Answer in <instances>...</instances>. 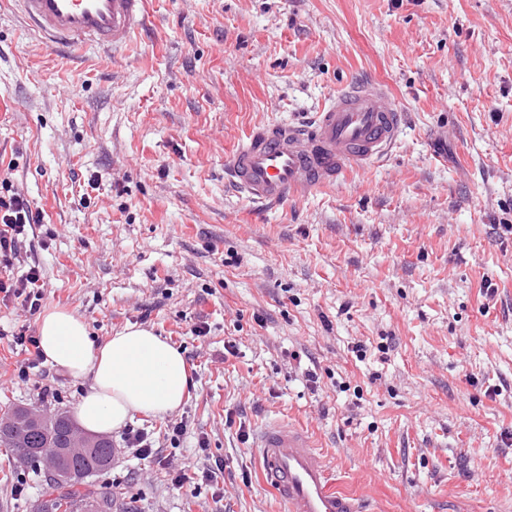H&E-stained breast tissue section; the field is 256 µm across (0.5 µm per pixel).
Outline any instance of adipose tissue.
<instances>
[{"mask_svg": "<svg viewBox=\"0 0 512 512\" xmlns=\"http://www.w3.org/2000/svg\"><path fill=\"white\" fill-rule=\"evenodd\" d=\"M38 330L49 364L91 380L76 406L85 430L111 433L135 415L163 416L182 405L191 381L188 364L179 349L151 330L132 325L100 345L85 321L68 310L44 315Z\"/></svg>", "mask_w": 512, "mask_h": 512, "instance_id": "obj_1", "label": "adipose tissue"}]
</instances>
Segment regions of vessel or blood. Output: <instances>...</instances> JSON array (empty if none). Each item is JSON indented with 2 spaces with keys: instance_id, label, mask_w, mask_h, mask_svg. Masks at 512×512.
Segmentation results:
<instances>
[{
  "instance_id": "b4317fda",
  "label": "vessel or blood",
  "mask_w": 512,
  "mask_h": 512,
  "mask_svg": "<svg viewBox=\"0 0 512 512\" xmlns=\"http://www.w3.org/2000/svg\"><path fill=\"white\" fill-rule=\"evenodd\" d=\"M48 45H126L146 21L145 0H14ZM403 117L380 83L340 90L312 123L254 126L225 171L248 201L275 203L344 178L385 155ZM264 480L287 512H369L366 500L337 491L311 434L285 421L263 425L253 445Z\"/></svg>"
}]
</instances>
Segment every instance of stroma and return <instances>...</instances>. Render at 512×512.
<instances>
[{
  "mask_svg": "<svg viewBox=\"0 0 512 512\" xmlns=\"http://www.w3.org/2000/svg\"><path fill=\"white\" fill-rule=\"evenodd\" d=\"M146 10L125 48L52 50L0 0V161L44 214L13 266L41 267V312L0 302V328L34 334L66 309L98 343L151 329L191 369L190 430L175 448L166 419L133 426L187 474L225 465L217 502L115 432L91 489L112 512H284L226 422L239 413L254 431L308 429L334 487L373 512H512V234L497 230L512 225V0ZM363 77L406 118L386 158L272 208L226 186L254 125L309 121ZM22 359L0 339V406L73 412L90 378L45 362L22 382ZM42 385L60 400L39 401ZM45 490L36 469L0 471V512H32Z\"/></svg>",
  "mask_w": 512,
  "mask_h": 512,
  "instance_id": "35a3bbf8",
  "label": "stroma"
}]
</instances>
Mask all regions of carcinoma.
<instances>
[{"mask_svg":"<svg viewBox=\"0 0 512 512\" xmlns=\"http://www.w3.org/2000/svg\"><path fill=\"white\" fill-rule=\"evenodd\" d=\"M72 434L66 415L42 414L39 419L24 420L19 426L1 425L0 447L12 457L25 454L31 463L40 462L41 455L47 451L57 454L61 461V478L49 486L46 502H60L64 512H112V498L98 497L83 488L86 478L112 463V443L103 441L91 452L73 453L70 451Z\"/></svg>","mask_w":512,"mask_h":512,"instance_id":"carcinoma-1","label":"carcinoma"}]
</instances>
